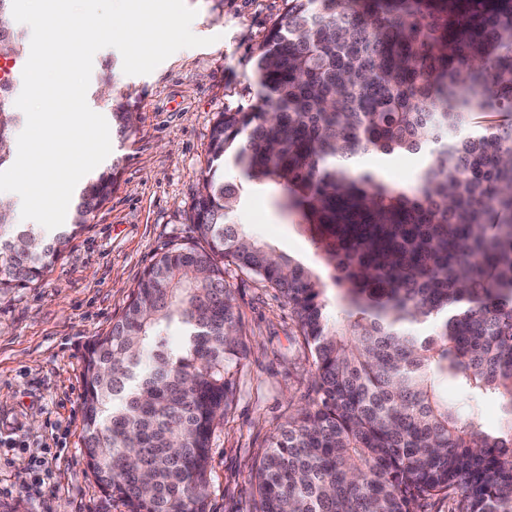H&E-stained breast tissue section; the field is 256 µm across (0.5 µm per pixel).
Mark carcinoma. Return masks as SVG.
I'll return each mask as SVG.
<instances>
[{"label":"carcinoma","mask_w":512,"mask_h":512,"mask_svg":"<svg viewBox=\"0 0 512 512\" xmlns=\"http://www.w3.org/2000/svg\"><path fill=\"white\" fill-rule=\"evenodd\" d=\"M259 46L262 89L222 112L194 196L197 236L164 252L84 356V453L126 512H209L213 439L232 412L246 332L234 265L276 289L312 356L308 402L255 468V512H512V0H284ZM12 0L0 57L17 58ZM0 166L16 122L0 98ZM112 132L135 127L112 99ZM420 154L414 182L359 170ZM239 182L224 180V169ZM89 177L55 235L0 209V293L37 281L112 197ZM262 189L330 276L229 217ZM496 398L504 423L441 396Z\"/></svg>","instance_id":"carcinoma-1"}]
</instances>
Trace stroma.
I'll return each instance as SVG.
<instances>
[{"mask_svg":"<svg viewBox=\"0 0 512 512\" xmlns=\"http://www.w3.org/2000/svg\"><path fill=\"white\" fill-rule=\"evenodd\" d=\"M191 29L210 38L184 48L152 73L129 76L114 48L99 50L86 99L110 116L99 95L129 98L138 116L127 140L112 139L120 165L111 200L38 281L0 295V505L19 512H125L96 482L83 453V354L119 319L144 271L193 235V197L209 157L218 113L247 109L260 89L254 61L283 0H185ZM238 221L278 251L315 269L323 261L302 228L275 213L267 193L252 195ZM224 281L247 333L236 405L214 439L210 512H252L255 463L274 430L307 402L312 357L283 298L236 267Z\"/></svg>","mask_w":512,"mask_h":512,"instance_id":"stroma-1","label":"stroma"}]
</instances>
